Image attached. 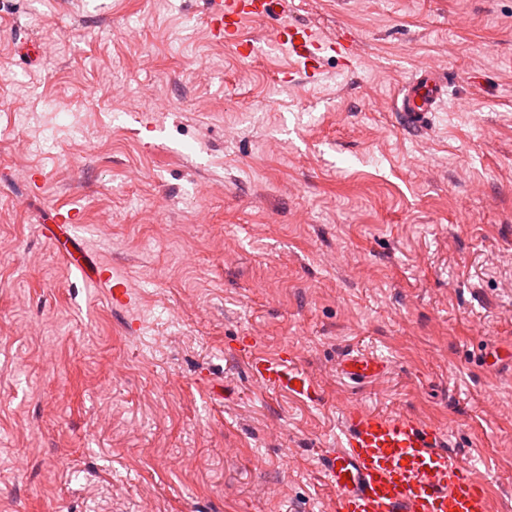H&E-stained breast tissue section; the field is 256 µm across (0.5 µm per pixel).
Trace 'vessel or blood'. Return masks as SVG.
Instances as JSON below:
<instances>
[{
	"instance_id": "b4317fda",
	"label": "vessel or blood",
	"mask_w": 512,
	"mask_h": 512,
	"mask_svg": "<svg viewBox=\"0 0 512 512\" xmlns=\"http://www.w3.org/2000/svg\"><path fill=\"white\" fill-rule=\"evenodd\" d=\"M284 0H207L208 19L215 37L235 41L240 55L258 49L256 41L239 39L244 21L273 22L276 43L288 47L299 67L316 73L324 55L354 58L347 38L325 37L311 27L283 18ZM446 72L418 69L407 81L397 106L404 119L438 111L444 103ZM51 240L69 268L88 281L108 285L113 307H129L134 295L111 266L94 261L75 232L74 212H55ZM251 377L258 383L316 402L312 380L300 372L291 354H258L255 337L241 340ZM384 364L366 354L348 355L340 364L343 376L364 381L378 376ZM320 470L330 485L336 512H489L490 490L452 449L446 430L406 413L352 409L345 418L337 448L325 451Z\"/></svg>"
}]
</instances>
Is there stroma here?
<instances>
[{
  "instance_id": "obj_1",
  "label": "stroma",
  "mask_w": 512,
  "mask_h": 512,
  "mask_svg": "<svg viewBox=\"0 0 512 512\" xmlns=\"http://www.w3.org/2000/svg\"><path fill=\"white\" fill-rule=\"evenodd\" d=\"M206 2L0 0V512H329L353 406L449 428L512 512V0H286L358 51L291 82L269 22L244 58ZM420 66L452 79L415 128ZM244 336L319 400L259 386ZM350 351L387 368L349 383ZM52 222L57 231L51 230L50 239L69 268L81 273L88 281L110 285L109 297L113 307H129L134 300L132 290L123 279L112 272L111 266L95 262L80 244V238L75 232L78 224L76 214L72 211H56L52 216Z\"/></svg>"
}]
</instances>
